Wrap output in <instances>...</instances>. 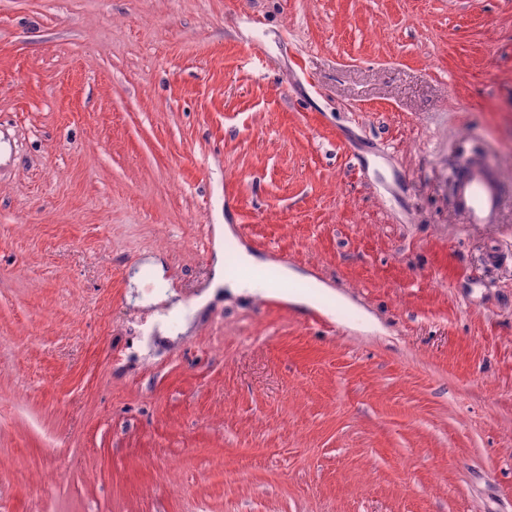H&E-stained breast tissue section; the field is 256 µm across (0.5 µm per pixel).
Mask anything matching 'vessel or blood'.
<instances>
[{
    "label": "vessel or blood",
    "mask_w": 512,
    "mask_h": 512,
    "mask_svg": "<svg viewBox=\"0 0 512 512\" xmlns=\"http://www.w3.org/2000/svg\"><path fill=\"white\" fill-rule=\"evenodd\" d=\"M454 208L469 224H495L505 205V180L483 157L465 158L450 176Z\"/></svg>",
    "instance_id": "b4317fda"
}]
</instances>
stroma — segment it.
Here are the masks:
<instances>
[{
    "label": "stroma",
    "mask_w": 512,
    "mask_h": 512,
    "mask_svg": "<svg viewBox=\"0 0 512 512\" xmlns=\"http://www.w3.org/2000/svg\"><path fill=\"white\" fill-rule=\"evenodd\" d=\"M0 132V512H512V0H0ZM455 211L467 224L499 223L507 183L483 157L465 158L450 176ZM282 283L288 284V288H277L276 285H268L260 280L251 279L245 276L228 277L223 276V258H216L214 265V280L210 288H228L234 293L249 292L262 295L269 294L276 289L280 298L295 305H300L312 309H319L317 296L320 292L327 290V286L319 281L313 280L308 288H312L308 293H299L291 288L294 280L303 278L300 273L293 269L285 268L283 271Z\"/></svg>",
    "instance_id": "stroma-1"
}]
</instances>
